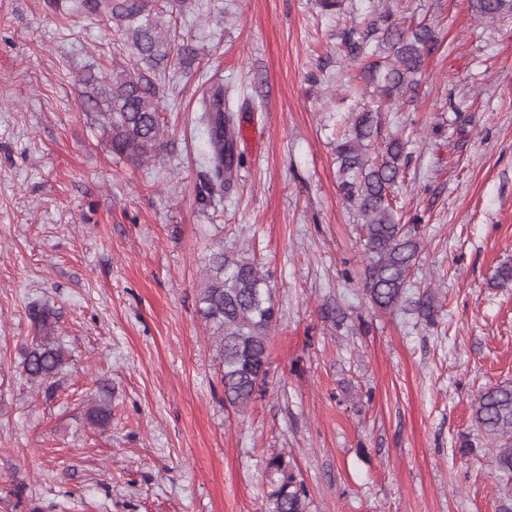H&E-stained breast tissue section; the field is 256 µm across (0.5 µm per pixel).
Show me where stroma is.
Instances as JSON below:
<instances>
[{
  "mask_svg": "<svg viewBox=\"0 0 512 512\" xmlns=\"http://www.w3.org/2000/svg\"><path fill=\"white\" fill-rule=\"evenodd\" d=\"M151 0L198 48L159 80L164 146L116 155L80 106L88 72L128 54L66 0H0V512H270L267 459L288 455L310 512H497L504 476L472 418L512 382V13L471 0ZM391 9L437 42L413 102L381 115L410 153L398 191L417 224L419 287L437 324L374 308L360 220L339 188L336 130L375 101L342 99L345 30ZM223 83L241 163L203 204L205 89ZM250 248L281 311L266 393L224 404L197 312L211 248ZM66 364L48 385L22 362L33 307ZM108 390L112 419L87 412ZM473 441L472 455L458 452ZM472 9L481 20H494L504 13L512 12L511 0H472Z\"/></svg>",
  "mask_w": 512,
  "mask_h": 512,
  "instance_id": "obj_1",
  "label": "stroma"
}]
</instances>
